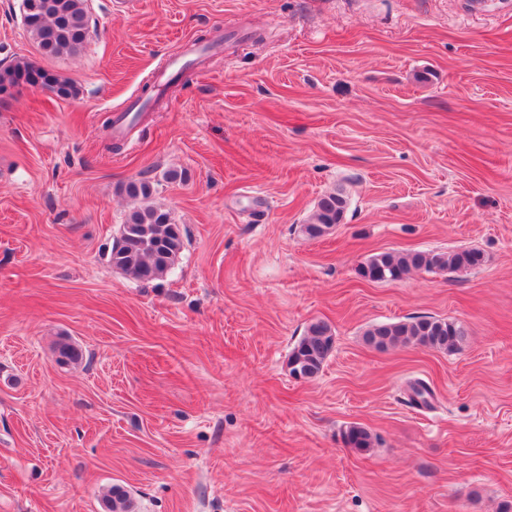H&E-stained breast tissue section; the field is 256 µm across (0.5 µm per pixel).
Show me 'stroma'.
Wrapping results in <instances>:
<instances>
[{
  "instance_id": "1",
  "label": "stroma",
  "mask_w": 512,
  "mask_h": 512,
  "mask_svg": "<svg viewBox=\"0 0 512 512\" xmlns=\"http://www.w3.org/2000/svg\"><path fill=\"white\" fill-rule=\"evenodd\" d=\"M20 3L0 0V67L79 94L0 95V512H103L115 485L136 512L512 504V0H87L83 50L52 59ZM174 58L186 77L149 102ZM131 180L183 235L152 282L109 262ZM334 191L340 224L306 237ZM462 248L483 264L357 274ZM419 316L460 325L458 350L363 340ZM317 319L334 350L299 379ZM353 424L371 448L344 445ZM34 75L40 77L49 86L50 90L60 98L78 95V88L69 78L50 71L27 58L17 59L7 67L0 68V86L16 85L22 78L25 77L29 80ZM31 87L43 88L40 85ZM43 89L50 92L47 88ZM483 256L476 249L452 252H380L371 256L358 268V275L371 282L395 281L412 270L469 271L479 267ZM334 343L335 337L329 324L322 320L309 323L305 336L289 355L291 373L306 380L315 378L331 355Z\"/></svg>"
}]
</instances>
